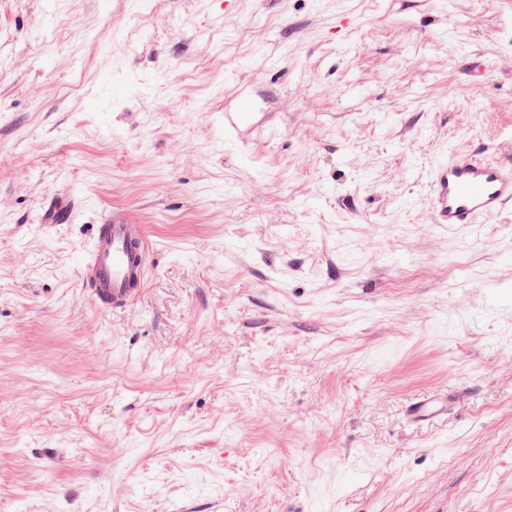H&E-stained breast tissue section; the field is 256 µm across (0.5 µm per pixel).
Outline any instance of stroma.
I'll use <instances>...</instances> for the list:
<instances>
[{
	"instance_id": "1",
	"label": "stroma",
	"mask_w": 512,
	"mask_h": 512,
	"mask_svg": "<svg viewBox=\"0 0 512 512\" xmlns=\"http://www.w3.org/2000/svg\"><path fill=\"white\" fill-rule=\"evenodd\" d=\"M476 151L512 0H0V512H512V209L433 193ZM110 210L158 246L120 315ZM241 105L238 112L224 113V135L236 137L243 128H251V118L254 112H248L257 105L250 93L244 92L241 96ZM152 242L145 227L108 212L96 224L82 266V281L93 302L107 310H125L142 292ZM451 402V398L446 394L433 399L419 400L412 404L409 416L414 420L435 418L448 411V404Z\"/></svg>"
}]
</instances>
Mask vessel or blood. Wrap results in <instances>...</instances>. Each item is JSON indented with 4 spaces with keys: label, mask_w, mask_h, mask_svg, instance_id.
I'll list each match as a JSON object with an SVG mask.
<instances>
[{
    "label": "vessel or blood",
    "mask_w": 512,
    "mask_h": 512,
    "mask_svg": "<svg viewBox=\"0 0 512 512\" xmlns=\"http://www.w3.org/2000/svg\"><path fill=\"white\" fill-rule=\"evenodd\" d=\"M256 102L243 93L238 111L224 115V134L237 136L250 127ZM438 223L464 229L481 218L512 207V169L481 157L452 155L435 171ZM152 242L143 225L110 212L95 225L84 259L82 281L93 302L107 310L126 309L142 292L147 279ZM448 395L412 404L410 416L426 420L448 409Z\"/></svg>",
    "instance_id": "vessel-or-blood-1"
}]
</instances>
